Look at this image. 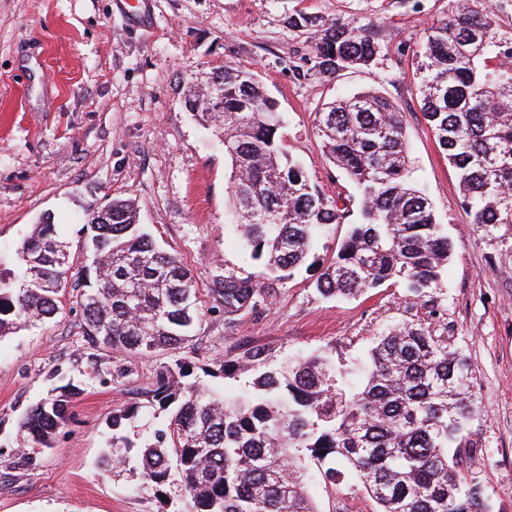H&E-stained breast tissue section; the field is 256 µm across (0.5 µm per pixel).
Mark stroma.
Instances as JSON below:
<instances>
[{"label": "stroma", "instance_id": "35a3bbf8", "mask_svg": "<svg viewBox=\"0 0 512 512\" xmlns=\"http://www.w3.org/2000/svg\"><path fill=\"white\" fill-rule=\"evenodd\" d=\"M455 7L456 0H0V252L14 253L48 215L71 266L56 316L0 339V512H165L152 493L96 465L113 409L147 404L164 361L108 349L88 360L74 289L87 221L114 197L133 199L144 230L193 274L201 315L189 359L193 380L211 389L244 391V381L203 369L262 348L279 357L327 353L346 373L343 388L354 390L376 341L403 322L462 350L478 409L459 470L485 487L494 512H512V227H501L500 241L482 238L416 93L423 32ZM298 11L366 28L382 45L375 66L315 75V39L288 25ZM226 65L258 76L283 115L290 154L329 195L347 180L322 150V105L369 88L399 105L411 178L453 245L434 301L387 284L324 298L314 270L264 274L227 218L230 168L220 131L188 106ZM230 276L260 278L264 301L229 323L216 291ZM119 369L125 378L107 382ZM69 382L81 390L70 423L51 448L33 444L18 427L21 416ZM307 491L320 512L377 509L351 475L329 492L309 468Z\"/></svg>", "mask_w": 512, "mask_h": 512}]
</instances>
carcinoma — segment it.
Segmentation results:
<instances>
[{
  "label": "carcinoma",
  "mask_w": 512,
  "mask_h": 512,
  "mask_svg": "<svg viewBox=\"0 0 512 512\" xmlns=\"http://www.w3.org/2000/svg\"><path fill=\"white\" fill-rule=\"evenodd\" d=\"M496 15L457 0L447 17L424 32L417 92L463 202L487 237L512 224V67H489V55L512 59V40L498 37ZM288 25L316 39V74L368 68L382 52L360 26L299 11ZM224 157L231 165L229 206L245 228L251 258L281 277L316 260V238L340 224L357 202L336 259L318 274L323 297L352 295L386 283L416 299H434L452 254L429 199L412 183L403 111L376 90L326 103L316 122L326 157L342 169L357 195L328 196L289 154L279 133L277 103L255 73L224 66L213 74ZM112 219L89 220L87 284L80 293L89 347L127 354H179L189 348L198 288L173 254L140 231L129 199L110 202ZM18 279L0 270V338L55 316L70 271L55 224L40 220L17 250ZM226 318L258 306L251 278L224 280L218 290ZM178 358L164 364L151 406L166 428L136 443L127 435L143 406L112 411V443L100 469L124 476L164 502L172 472L180 478L183 512H319L305 491L302 461L320 467L336 486L354 474L378 512H492L483 485L457 470V453L477 405L473 368L421 325L403 324L369 353L362 381L351 393L337 386L336 365L325 355L278 363L263 349L217 361L204 370L234 379L252 373L242 394L198 382ZM80 395L58 386L30 407L19 427L51 447ZM456 448H451V445Z\"/></svg>",
  "instance_id": "cac0c4a2"
}]
</instances>
